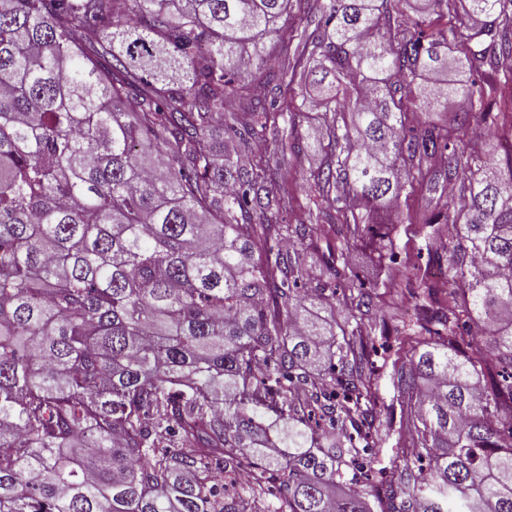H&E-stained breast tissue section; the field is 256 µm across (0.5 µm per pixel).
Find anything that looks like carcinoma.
I'll use <instances>...</instances> for the list:
<instances>
[{"instance_id":"carcinoma-1","label":"carcinoma","mask_w":512,"mask_h":512,"mask_svg":"<svg viewBox=\"0 0 512 512\" xmlns=\"http://www.w3.org/2000/svg\"><path fill=\"white\" fill-rule=\"evenodd\" d=\"M386 2L322 0L287 63L255 72L310 0H0V512H261L271 482L270 512H372L379 378L352 323L373 289L300 293L299 248H378L435 161L451 204L426 220L416 323L394 330L403 431L373 495L379 512H512V153L406 119L462 98L468 130L489 91L512 128V75L466 80L512 53V0H394L410 35ZM307 73L301 106L341 120L281 134ZM249 84L269 96L224 125ZM303 139L323 153L310 187L370 223H279L293 198L250 146L277 161Z\"/></svg>"}]
</instances>
